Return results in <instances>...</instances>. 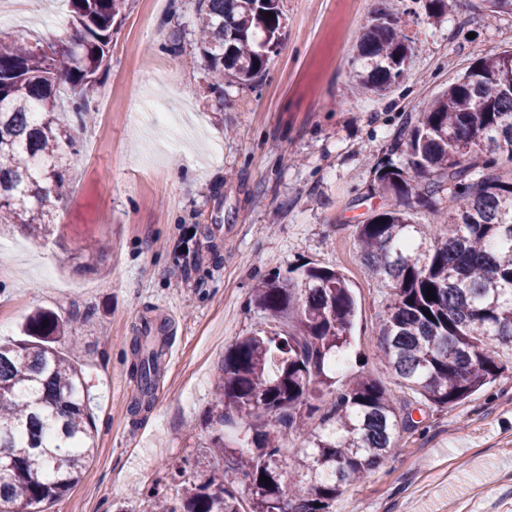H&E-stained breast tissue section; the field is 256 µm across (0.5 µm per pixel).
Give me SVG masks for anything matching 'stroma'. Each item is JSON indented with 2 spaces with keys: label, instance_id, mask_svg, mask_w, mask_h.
I'll use <instances>...</instances> for the list:
<instances>
[{
  "label": "stroma",
  "instance_id": "35a3bbf8",
  "mask_svg": "<svg viewBox=\"0 0 512 512\" xmlns=\"http://www.w3.org/2000/svg\"><path fill=\"white\" fill-rule=\"evenodd\" d=\"M196 6L124 0L109 68L74 131L57 224L36 242L0 227V344L24 341L37 311L66 320L56 347L76 353L95 426L91 459L47 512H152L171 464L201 461L217 434L234 437L214 408L224 352L260 319L254 286L306 263L339 270L358 300L337 383L371 376L416 423L333 512H512V371L448 409L401 391L383 358L384 291L354 237L383 203L371 160L405 163L398 145L427 104L480 58L512 48V13L488 17L479 0L443 13L429 0H279L284 29L262 79L225 83L219 96L196 62ZM380 8L403 15L411 66L387 92L358 93L357 44ZM68 18L54 0H27L0 31L60 35ZM155 97L169 126L188 129L181 144L144 116ZM145 318L167 324L169 354L133 415L130 344Z\"/></svg>",
  "mask_w": 512,
  "mask_h": 512
}]
</instances>
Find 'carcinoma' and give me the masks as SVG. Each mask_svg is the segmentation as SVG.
I'll list each match as a JSON object with an SVG mask.
<instances>
[{
  "label": "carcinoma",
  "mask_w": 512,
  "mask_h": 512,
  "mask_svg": "<svg viewBox=\"0 0 512 512\" xmlns=\"http://www.w3.org/2000/svg\"><path fill=\"white\" fill-rule=\"evenodd\" d=\"M67 2L64 38L0 35V224L36 241L50 233L70 192L66 171L77 154L71 127L57 115L61 93L84 124L123 0ZM197 11L198 59L215 91L224 93L226 76L257 82L268 44L279 41L278 0H198ZM403 26L385 13L366 29L360 89L385 91L404 76L413 49ZM405 152L404 166L373 164L384 204L354 234L365 269L388 289L385 361L400 388L446 408L494 382L507 370L499 353L512 351V178L498 173L500 162L512 163V51L479 59L434 99L409 130ZM442 193L453 207L437 231L415 217ZM251 303L262 326L228 347L215 392L218 423L243 419L254 436L243 444L213 438L206 459L224 460L221 481L211 476L181 499L164 494L159 512H332L343 489L414 427L372 378L338 388L330 376L357 311L340 272L307 267L297 283L275 274L253 288ZM26 330L32 340L0 345V462L9 463L0 470V512H28L62 496L94 447L82 370L54 346L63 321L42 311ZM132 352L137 413L151 401L164 342L141 333ZM292 438L299 441L288 459L299 477L293 488L279 464Z\"/></svg>",
  "instance_id": "obj_1"
}]
</instances>
